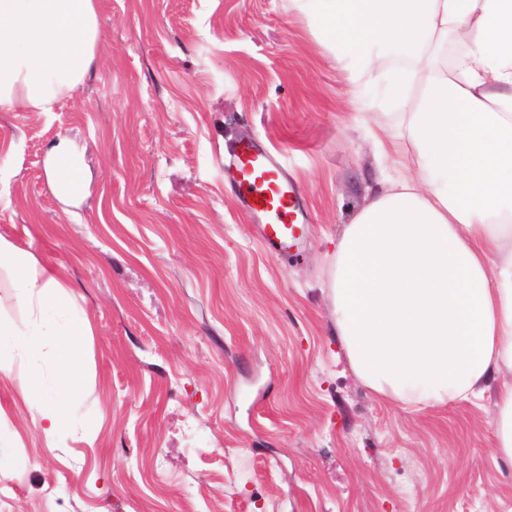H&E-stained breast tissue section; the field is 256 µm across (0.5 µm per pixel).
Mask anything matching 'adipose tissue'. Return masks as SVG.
<instances>
[{
  "instance_id": "obj_1",
  "label": "adipose tissue",
  "mask_w": 512,
  "mask_h": 512,
  "mask_svg": "<svg viewBox=\"0 0 512 512\" xmlns=\"http://www.w3.org/2000/svg\"><path fill=\"white\" fill-rule=\"evenodd\" d=\"M353 89L374 74L412 111L391 151L403 175L377 182L330 257L336 334L360 381L411 406L497 390V450L512 460V0H293ZM97 0H0V108L48 112L89 70ZM463 37L454 63L435 54ZM34 311L0 322L19 354L48 356L55 394L34 408L46 438L84 387L89 328L58 319L68 296L50 268L0 239Z\"/></svg>"
}]
</instances>
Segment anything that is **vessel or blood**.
I'll list each match as a JSON object with an SVG mask.
<instances>
[{
  "label": "vessel or blood",
  "instance_id": "1",
  "mask_svg": "<svg viewBox=\"0 0 512 512\" xmlns=\"http://www.w3.org/2000/svg\"><path fill=\"white\" fill-rule=\"evenodd\" d=\"M229 169L246 208L259 220V233L276 252L307 236L304 205L294 183L262 149L248 144L233 153Z\"/></svg>",
  "mask_w": 512,
  "mask_h": 512
}]
</instances>
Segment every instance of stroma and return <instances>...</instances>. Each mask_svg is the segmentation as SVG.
I'll list each match as a JSON object with an SVG mask.
<instances>
[{
  "label": "stroma",
  "mask_w": 512,
  "mask_h": 512,
  "mask_svg": "<svg viewBox=\"0 0 512 512\" xmlns=\"http://www.w3.org/2000/svg\"><path fill=\"white\" fill-rule=\"evenodd\" d=\"M415 97L353 90L289 0H98L94 61L53 111L0 109V237L53 268L87 320L86 383L47 442L26 399L48 358L0 355V512H512L481 401L415 408L352 371L327 255L396 175L372 137ZM269 151L307 243L261 241L224 151ZM63 148L82 181L50 176ZM0 265V319L32 310ZM39 371V387L31 373Z\"/></svg>",
  "instance_id": "obj_1"
}]
</instances>
